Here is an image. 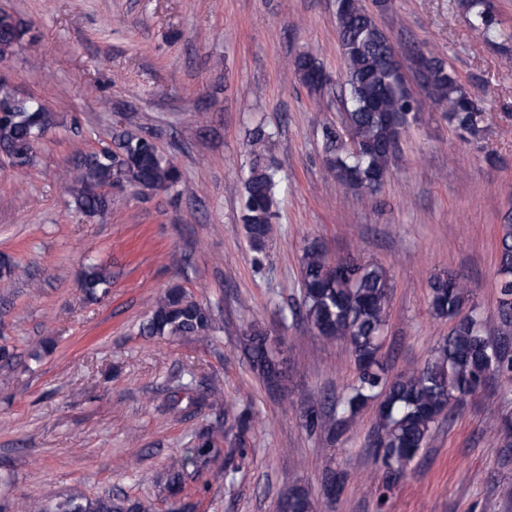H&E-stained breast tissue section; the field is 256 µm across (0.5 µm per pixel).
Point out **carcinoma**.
I'll return each mask as SVG.
<instances>
[{
    "mask_svg": "<svg viewBox=\"0 0 512 512\" xmlns=\"http://www.w3.org/2000/svg\"><path fill=\"white\" fill-rule=\"evenodd\" d=\"M474 28L491 38L502 35L499 22L483 0L462 2ZM30 25L22 18L0 12V60L9 57L28 37ZM336 31L347 79L343 104L345 122L341 128H322V144L327 174L338 182L359 183L376 193L388 178L399 138L393 127L403 130L417 119L416 101L407 87L400 58L387 44V33L359 4L345 15H336ZM428 93L446 107L448 121L465 138L475 139L483 131L486 112L469 101L446 63L430 56ZM317 65L309 53L292 61L297 78ZM12 104L0 118V152L19 160L22 168L34 165L37 132L57 124L55 113L34 99L22 100L6 80L0 81V105ZM254 147L240 202V220L251 251L259 254L271 234L273 208L280 180L268 155L269 133L261 126L249 132ZM115 148L79 153L80 161L63 174V186L77 207L88 215H102L111 199L105 186L151 185L161 191L177 186V167L158 149L153 140L132 136L126 131L114 135ZM499 315L490 328L470 315L461 314L467 290L455 275L434 277L430 283V303L440 317L454 320L448 339L436 355L422 367H414L395 377L386 375L379 362L380 337L388 319L391 279L384 265L355 258L332 261L319 244L308 246L302 257L301 304L292 314L303 319L310 330L325 340L347 343L358 372L346 399L354 415L377 402L374 447L381 454L386 471L379 490L380 504H386L394 477L426 445L433 426L455 401L484 386L487 372L512 380V219L505 218L499 232ZM112 272L103 265L89 266L83 276L88 298L97 300L108 292ZM212 310L194 301L180 286L164 291L142 324L149 336L173 340L199 338L214 329ZM245 350L251 369L265 383L280 384V362L271 354L267 333L252 326L246 335ZM221 389L204 381L190 380L178 385L171 408L213 403ZM309 423L326 433L330 442L340 440L349 429V419L333 412L314 409ZM220 429L205 428L195 435L194 446L166 474L169 497L179 495L185 477L202 476L208 463L220 455ZM192 472H187V469ZM307 492L302 488L288 495L287 512H310ZM141 506L110 494L90 498L81 493L66 497L49 496L31 512H140Z\"/></svg>",
    "mask_w": 512,
    "mask_h": 512,
    "instance_id": "1",
    "label": "carcinoma"
}]
</instances>
